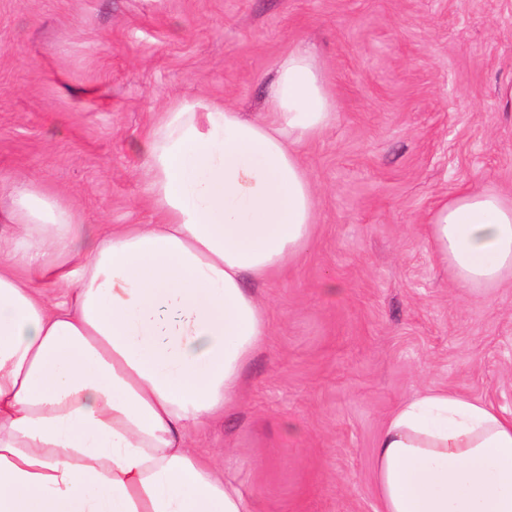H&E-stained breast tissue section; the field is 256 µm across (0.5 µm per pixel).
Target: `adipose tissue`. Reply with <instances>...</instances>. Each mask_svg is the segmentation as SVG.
<instances>
[{
	"instance_id": "ef3b65f1",
	"label": "adipose tissue",
	"mask_w": 512,
	"mask_h": 512,
	"mask_svg": "<svg viewBox=\"0 0 512 512\" xmlns=\"http://www.w3.org/2000/svg\"><path fill=\"white\" fill-rule=\"evenodd\" d=\"M315 59L290 52L249 118L176 98L139 139L154 224L89 228L34 183L0 233V512H260L189 447L230 416L272 332L268 283L311 245L299 148L335 119ZM426 236L468 288L512 274V198L459 189ZM380 512H512V416L445 388L377 435Z\"/></svg>"
}]
</instances>
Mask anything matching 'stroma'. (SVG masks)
Listing matches in <instances>:
<instances>
[{
    "instance_id": "1",
    "label": "stroma",
    "mask_w": 512,
    "mask_h": 512,
    "mask_svg": "<svg viewBox=\"0 0 512 512\" xmlns=\"http://www.w3.org/2000/svg\"><path fill=\"white\" fill-rule=\"evenodd\" d=\"M298 47L336 100L300 148L315 240L259 290L272 334L239 409L189 444L230 454L264 512H378L400 402L445 387L512 413V278L462 287L424 231L459 186L512 194V0H0V211L25 178L82 223H156L137 137L175 97L258 115Z\"/></svg>"
}]
</instances>
